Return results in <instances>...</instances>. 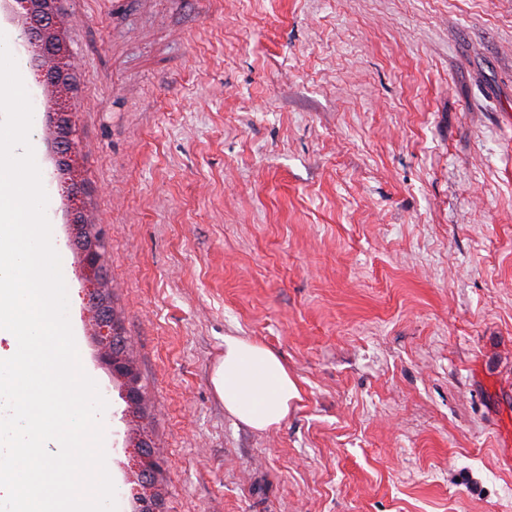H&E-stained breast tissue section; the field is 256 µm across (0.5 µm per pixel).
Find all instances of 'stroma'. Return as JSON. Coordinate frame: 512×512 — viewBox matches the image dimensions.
Returning <instances> with one entry per match:
<instances>
[{"label":"stroma","mask_w":512,"mask_h":512,"mask_svg":"<svg viewBox=\"0 0 512 512\" xmlns=\"http://www.w3.org/2000/svg\"><path fill=\"white\" fill-rule=\"evenodd\" d=\"M77 192L34 139L72 332L162 512H512V0H62ZM81 211L145 405L98 358ZM298 397L231 416L224 339ZM212 383L227 411L256 430L280 424L298 397L295 382L273 351L231 336L224 339ZM137 454L134 458V464L130 470L135 473L136 481L147 491L148 494L157 493L156 475L162 470V461L155 456L151 446L146 443H138Z\"/></svg>","instance_id":"stroma-1"}]
</instances>
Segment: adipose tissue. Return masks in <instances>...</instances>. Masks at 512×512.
Masks as SVG:
<instances>
[{
	"label": "adipose tissue",
	"mask_w": 512,
	"mask_h": 512,
	"mask_svg": "<svg viewBox=\"0 0 512 512\" xmlns=\"http://www.w3.org/2000/svg\"><path fill=\"white\" fill-rule=\"evenodd\" d=\"M212 383L227 411L257 430L280 424L298 395L287 368L273 351L231 336L224 339V354L214 367Z\"/></svg>",
	"instance_id": "ef3b65f1"
}]
</instances>
